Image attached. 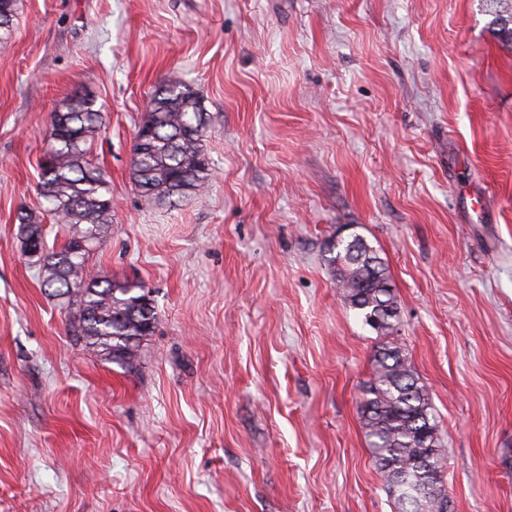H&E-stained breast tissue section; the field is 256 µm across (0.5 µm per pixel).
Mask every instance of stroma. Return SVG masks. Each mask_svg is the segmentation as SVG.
Returning <instances> with one entry per match:
<instances>
[{"label": "stroma", "instance_id": "1", "mask_svg": "<svg viewBox=\"0 0 512 512\" xmlns=\"http://www.w3.org/2000/svg\"><path fill=\"white\" fill-rule=\"evenodd\" d=\"M484 0H19L0 31V512H396L357 405L379 338L328 244L390 274L449 512H512V42ZM202 97L209 185L134 186L155 88ZM105 107L112 222L87 263L143 283L123 367L86 350L17 214L50 116Z\"/></svg>", "mask_w": 512, "mask_h": 512}]
</instances>
